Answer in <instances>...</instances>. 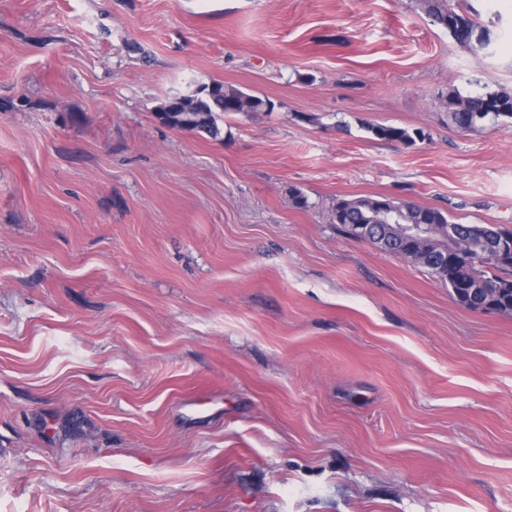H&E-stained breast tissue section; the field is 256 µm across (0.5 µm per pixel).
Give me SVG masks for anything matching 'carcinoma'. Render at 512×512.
Instances as JSON below:
<instances>
[{"mask_svg":"<svg viewBox=\"0 0 512 512\" xmlns=\"http://www.w3.org/2000/svg\"><path fill=\"white\" fill-rule=\"evenodd\" d=\"M432 22L445 28L452 38L460 45L470 47L474 44L486 48L490 44V33L481 25L474 14V9L463 8L454 0H420ZM185 108L181 112H168L161 107L157 116L161 122L171 128L205 132L212 137L220 134L217 118L224 114H233L246 110L248 112H270L274 108L271 100L258 95L247 94L234 87H226L217 83L202 86L194 94L184 97ZM448 116L456 127L468 131L478 123L490 118L499 121L501 118L512 119V95L498 92L482 91L463 95L458 91L448 95ZM369 130L378 138L397 141L403 144H413L426 140V134L421 130L409 131L394 126H371ZM403 218L407 221L423 219L434 225L435 237L453 223V220L439 209L421 207L411 201L392 202ZM336 223L344 228L351 238L356 234L359 224H382L383 217L378 210V200L374 198H358L342 200L336 204ZM466 242L468 251L475 255L486 248L494 239L512 238V231L495 227H483L467 224ZM371 241L384 251L398 254L403 249V242L386 233L385 229L371 237ZM433 252V244L424 242L414 251L408 253L407 260L426 268L433 276L448 285L454 298L461 305L475 309L468 294L464 292L465 284L471 281L470 269L467 262L449 270H440L429 261ZM512 273V262H497L488 264L482 274L483 287L487 289L490 302L506 315H512V279L499 276V272Z\"/></svg>","mask_w":512,"mask_h":512,"instance_id":"1","label":"carcinoma"}]
</instances>
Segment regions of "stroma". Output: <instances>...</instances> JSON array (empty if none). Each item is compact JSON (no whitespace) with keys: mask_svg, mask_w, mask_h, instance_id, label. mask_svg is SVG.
Instances as JSON below:
<instances>
[{"mask_svg":"<svg viewBox=\"0 0 512 512\" xmlns=\"http://www.w3.org/2000/svg\"><path fill=\"white\" fill-rule=\"evenodd\" d=\"M468 2L486 49L418 0H0V512H512V316L335 221L512 230V125L446 108L512 94V0ZM212 83L274 109L157 118ZM448 116L456 127L468 131L487 118L498 122L512 120V95L482 91L462 95L459 91L448 94ZM371 132L378 138L388 141H397L403 144H413L416 140H426V134L415 129L412 133L405 128L394 126H375L372 127ZM379 199L358 198L342 200L336 204V223L341 224L344 232L351 238L359 240V236H368V228L357 229L355 224H387L378 210ZM357 229L356 234L355 230ZM390 201V200H389ZM392 205L396 206L403 218L406 221H418L423 219L426 224H396L401 227L402 233L409 239L419 240L425 236L428 230L427 224H433L435 230V237L439 238L440 233L448 228V240L441 248L443 253V261L448 263V250L451 253L458 251L456 238L461 233L460 228L453 224H458L453 221L449 216L439 209L421 207L411 201H390Z\"/></svg>","mask_w":512,"mask_h":512,"instance_id":"stroma-1","label":"stroma"}]
</instances>
